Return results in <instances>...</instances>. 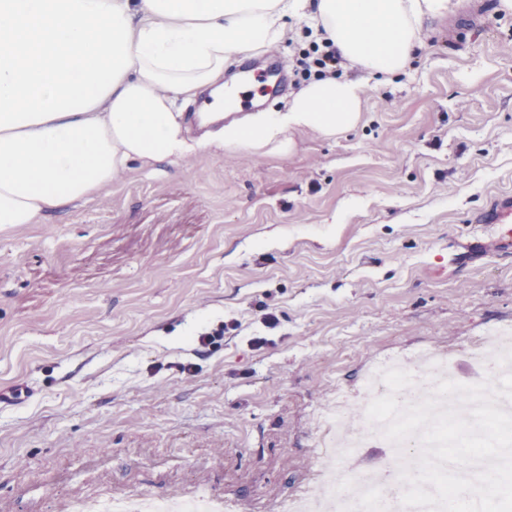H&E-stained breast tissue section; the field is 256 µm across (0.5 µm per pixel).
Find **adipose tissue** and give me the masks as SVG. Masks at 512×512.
Instances as JSON below:
<instances>
[{"instance_id": "obj_1", "label": "adipose tissue", "mask_w": 512, "mask_h": 512, "mask_svg": "<svg viewBox=\"0 0 512 512\" xmlns=\"http://www.w3.org/2000/svg\"><path fill=\"white\" fill-rule=\"evenodd\" d=\"M449 0H0V225L112 187L132 163L177 162L213 147L287 151L294 133L325 137L360 120L363 89L315 80L285 108L253 112L189 141L177 101L218 87L226 60L311 19L372 76L403 71L424 22Z\"/></svg>"}]
</instances>
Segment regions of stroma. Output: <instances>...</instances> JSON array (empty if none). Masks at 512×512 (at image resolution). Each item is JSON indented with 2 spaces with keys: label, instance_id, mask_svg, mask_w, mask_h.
<instances>
[{
  "label": "stroma",
  "instance_id": "stroma-1",
  "mask_svg": "<svg viewBox=\"0 0 512 512\" xmlns=\"http://www.w3.org/2000/svg\"><path fill=\"white\" fill-rule=\"evenodd\" d=\"M473 6L482 29L449 41ZM315 38L289 20L224 77ZM511 43L500 0H450L391 81L342 63L363 86L351 131L122 172L108 195L1 226L0 512L198 487L233 512H279L333 496L319 470L385 458L328 459L317 432L340 397L361 432L373 363L446 353L459 383L481 382L469 344L512 332V242L475 221L512 193Z\"/></svg>",
  "mask_w": 512,
  "mask_h": 512
}]
</instances>
